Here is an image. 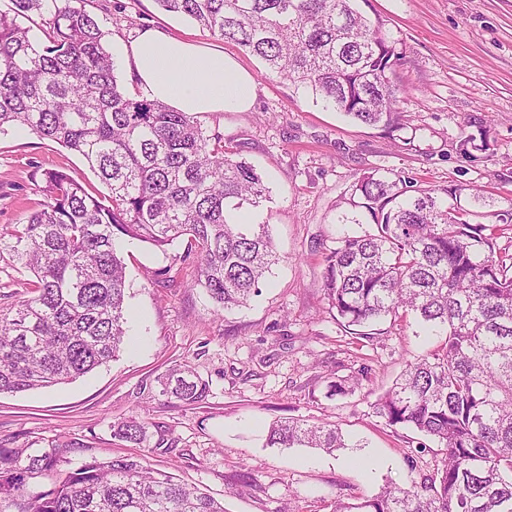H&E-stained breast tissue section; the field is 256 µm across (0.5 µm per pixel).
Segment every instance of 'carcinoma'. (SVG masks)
Listing matches in <instances>:
<instances>
[{"mask_svg": "<svg viewBox=\"0 0 512 512\" xmlns=\"http://www.w3.org/2000/svg\"><path fill=\"white\" fill-rule=\"evenodd\" d=\"M0 10V132L24 126L82 156L108 188L91 194L62 168L39 171L46 201L22 224L0 229V256L34 277L29 297L0 310V393L64 384L112 360L125 344L126 266L121 234L184 251L191 286L216 312L248 303L279 260L262 224H238L233 211L269 198L261 174L224 137L158 101L119 85L105 32L86 0H10ZM356 0H157L220 39L260 58L267 70L310 91L356 122L397 127L387 72L398 53ZM36 16L42 37L18 19ZM369 173L348 205L372 232L347 235L326 257L331 309L349 326L414 315L443 343L406 365L373 404L388 425L439 445L442 468L407 487L387 488L333 512H512V212L492 224L440 195ZM158 394L202 404L209 382L184 363L158 380ZM113 436L151 451L138 415L112 423ZM267 445L348 447L334 428L276 421ZM57 450L0 448V500L18 512H225L224 503L144 459L90 458L57 475ZM56 478L22 498L26 480Z\"/></svg>", "mask_w": 512, "mask_h": 512, "instance_id": "obj_1", "label": "carcinoma"}]
</instances>
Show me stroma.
<instances>
[{"instance_id":"1","label":"stroma","mask_w":512,"mask_h":512,"mask_svg":"<svg viewBox=\"0 0 512 512\" xmlns=\"http://www.w3.org/2000/svg\"><path fill=\"white\" fill-rule=\"evenodd\" d=\"M357 6L382 22L401 54L389 73L399 112L393 132L351 121L156 0H89L111 53L154 28L223 49L255 76L250 110L197 120L264 175L269 199L243 212L249 223L267 225L280 261L247 307L218 314L203 289L166 283L163 272L182 242L158 247L121 237L129 345L71 383L1 393L0 446L59 447L62 471L90 456H139L208 488L226 512H333L336 501L371 497L440 468L439 449L418 452L416 435L389 426L373 405L441 337L426 335L411 316L384 319L369 337L345 326L325 297L326 256L342 235L364 233L337 215L368 173L423 188L459 186L461 205L483 223L512 210V0ZM53 166L91 193L104 189L78 153L22 128L0 134V227L38 209L45 196L33 173ZM180 363L209 381L204 404L151 398L158 378ZM338 379L350 393L328 397V382ZM131 414L159 426L174 451L115 439L113 420ZM285 418L335 425L349 447L331 454L267 447L269 424Z\"/></svg>"}]
</instances>
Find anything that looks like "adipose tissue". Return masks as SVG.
Listing matches in <instances>:
<instances>
[{"mask_svg": "<svg viewBox=\"0 0 512 512\" xmlns=\"http://www.w3.org/2000/svg\"><path fill=\"white\" fill-rule=\"evenodd\" d=\"M123 61L133 80L131 92L178 112H243L256 98L253 74L233 56L158 29L143 31Z\"/></svg>", "mask_w": 512, "mask_h": 512, "instance_id": "1", "label": "adipose tissue"}]
</instances>
